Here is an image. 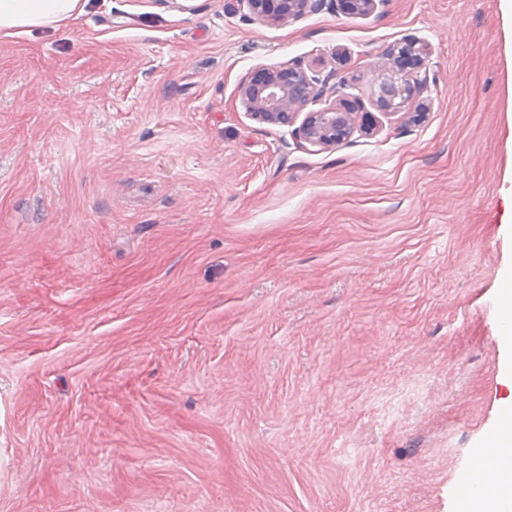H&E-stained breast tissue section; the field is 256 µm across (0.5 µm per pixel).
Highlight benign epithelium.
I'll list each match as a JSON object with an SVG mask.
<instances>
[{
	"label": "benign epithelium",
	"mask_w": 512,
	"mask_h": 512,
	"mask_svg": "<svg viewBox=\"0 0 512 512\" xmlns=\"http://www.w3.org/2000/svg\"><path fill=\"white\" fill-rule=\"evenodd\" d=\"M247 5L251 18L261 23L297 19L322 7L320 0H236ZM382 0H337L344 14L365 16L373 13ZM428 45L407 40L388 48L383 67L370 82L378 111L393 114L421 93L429 79ZM349 54L336 50V67L321 74L301 61L276 68H260L239 85L238 94L247 111L258 120L274 125H291L309 103L328 101L307 113L298 136L311 145L331 146L348 139L355 131L357 112L344 97L347 80L338 67L348 63Z\"/></svg>",
	"instance_id": "7a95c632"
}]
</instances>
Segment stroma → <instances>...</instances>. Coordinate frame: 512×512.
<instances>
[{
  "mask_svg": "<svg viewBox=\"0 0 512 512\" xmlns=\"http://www.w3.org/2000/svg\"><path fill=\"white\" fill-rule=\"evenodd\" d=\"M430 83L329 147L258 66ZM512 0H86L0 41V512H458L512 401ZM246 4L254 21L271 23L297 19L308 12L318 10L323 2L320 0H236ZM429 55L428 45L415 40L399 42L385 51L386 61L370 82L378 111L396 113L427 87Z\"/></svg>",
  "mask_w": 512,
  "mask_h": 512,
  "instance_id": "stroma-1",
  "label": "stroma"
}]
</instances>
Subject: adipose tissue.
Returning a JSON list of instances; mask_svg holds the SVG:
<instances>
[{
    "label": "adipose tissue",
    "instance_id": "obj_1",
    "mask_svg": "<svg viewBox=\"0 0 512 512\" xmlns=\"http://www.w3.org/2000/svg\"><path fill=\"white\" fill-rule=\"evenodd\" d=\"M81 0H0V37H10L28 27L58 26L76 19ZM491 479L482 492L462 504V512H498L502 499H512V430H502L491 442Z\"/></svg>",
    "mask_w": 512,
    "mask_h": 512
}]
</instances>
